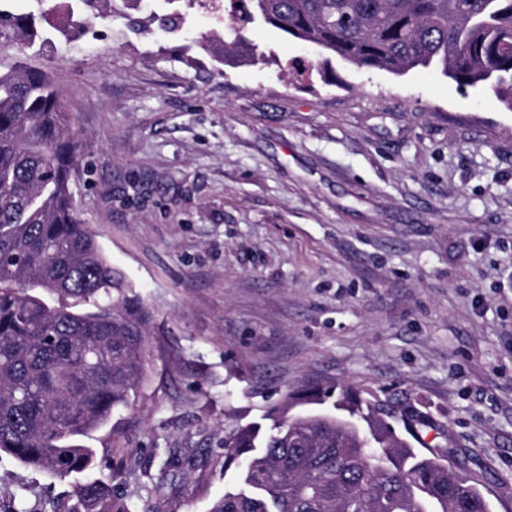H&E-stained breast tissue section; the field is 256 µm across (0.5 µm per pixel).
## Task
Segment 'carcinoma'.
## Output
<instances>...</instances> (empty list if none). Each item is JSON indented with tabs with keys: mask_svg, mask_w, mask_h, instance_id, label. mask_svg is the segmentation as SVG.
<instances>
[{
	"mask_svg": "<svg viewBox=\"0 0 512 512\" xmlns=\"http://www.w3.org/2000/svg\"><path fill=\"white\" fill-rule=\"evenodd\" d=\"M0 0V452L59 480L87 473L86 444L148 379L155 312L109 262L71 188L82 145L32 50L63 43L44 25L54 0ZM71 28L102 0H71ZM275 27L360 68L434 67L512 110V0H237L224 52ZM266 425L224 436L236 487L207 512H491L484 494L421 450L376 398L344 385L287 394ZM53 512H130L109 483L86 480Z\"/></svg>",
	"mask_w": 512,
	"mask_h": 512,
	"instance_id": "obj_1",
	"label": "carcinoma"
}]
</instances>
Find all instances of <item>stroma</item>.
Masks as SVG:
<instances>
[{
  "label": "stroma",
  "instance_id": "1",
  "mask_svg": "<svg viewBox=\"0 0 512 512\" xmlns=\"http://www.w3.org/2000/svg\"><path fill=\"white\" fill-rule=\"evenodd\" d=\"M223 33L157 0L28 60L81 139V218L158 314L151 379L95 432L94 477L132 512H207L226 432L338 382L427 417L424 447L512 512V111L261 23L266 61L239 60ZM22 482L75 492L0 453V500Z\"/></svg>",
  "mask_w": 512,
  "mask_h": 512
}]
</instances>
